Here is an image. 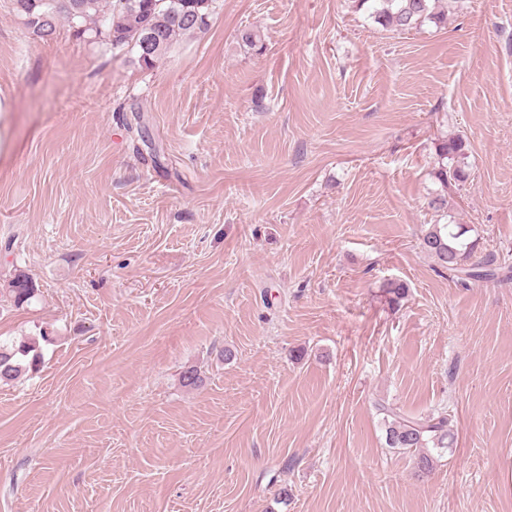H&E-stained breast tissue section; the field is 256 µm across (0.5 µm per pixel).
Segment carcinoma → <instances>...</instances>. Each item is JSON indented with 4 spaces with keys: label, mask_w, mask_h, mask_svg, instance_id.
Returning <instances> with one entry per match:
<instances>
[{
    "label": "carcinoma",
    "mask_w": 512,
    "mask_h": 512,
    "mask_svg": "<svg viewBox=\"0 0 512 512\" xmlns=\"http://www.w3.org/2000/svg\"><path fill=\"white\" fill-rule=\"evenodd\" d=\"M14 9L32 32L50 40L59 24L65 22L73 36L90 43H102L114 50L135 54L138 65L151 69L181 36L202 31L208 25L215 0H13ZM439 0H357V6L369 12L374 22L392 31L412 30L429 21L444 23L447 15L436 10ZM154 36L152 50L143 54L138 42L147 34ZM434 177L440 191L428 201L438 217L448 216V188L465 182L468 177L467 146L460 138L442 139L435 145ZM463 224H432L422 235L421 249L443 269L469 279L495 277L494 260L486 257L470 262L479 248L478 239L466 237ZM402 280H389L383 292L389 302L399 304L408 294ZM14 305L27 304L36 295L25 278L17 277L9 288ZM41 339L0 340V383L9 384L22 374L39 371ZM384 415L386 443L390 448L418 453V468L433 467L430 449L450 448L455 433L444 411L420 416L406 415L383 403L376 404Z\"/></svg>",
    "instance_id": "1"
}]
</instances>
